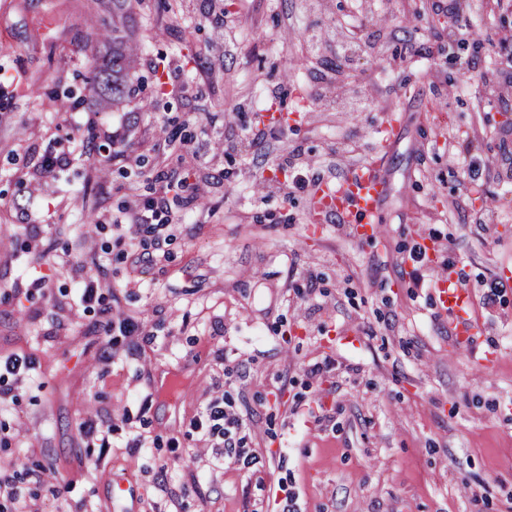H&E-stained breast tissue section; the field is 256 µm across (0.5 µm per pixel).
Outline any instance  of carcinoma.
Wrapping results in <instances>:
<instances>
[{
  "label": "carcinoma",
  "mask_w": 512,
  "mask_h": 512,
  "mask_svg": "<svg viewBox=\"0 0 512 512\" xmlns=\"http://www.w3.org/2000/svg\"><path fill=\"white\" fill-rule=\"evenodd\" d=\"M97 12L112 17V28L100 27L84 42L90 65L89 93L119 105L130 98L134 81L128 68L137 42L133 36L132 0H95Z\"/></svg>",
  "instance_id": "1"
}]
</instances>
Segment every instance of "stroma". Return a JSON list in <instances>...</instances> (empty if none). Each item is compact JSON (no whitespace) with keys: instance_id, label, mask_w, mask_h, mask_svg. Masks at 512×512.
Segmentation results:
<instances>
[{"instance_id":"stroma-1","label":"stroma","mask_w":512,"mask_h":512,"mask_svg":"<svg viewBox=\"0 0 512 512\" xmlns=\"http://www.w3.org/2000/svg\"><path fill=\"white\" fill-rule=\"evenodd\" d=\"M341 0H136L133 75L144 93L115 108L88 103L78 77L91 0H0V359L32 367L0 377V480L15 475L25 512H506L512 506V304L480 320L499 358L477 366L426 295L399 271L403 238L456 227L473 272L512 267V190L490 169L482 191L460 177L449 138L504 124L476 111V72L438 55L404 54L452 30L427 0H363L368 51L337 83L317 56L344 31ZM269 109L297 114L275 137L246 142ZM397 127L391 140L381 131ZM95 123L99 164L73 135ZM180 145L168 146L171 130ZM347 174L381 162L386 204L372 240L338 232L312 198L286 199L280 154ZM67 163L36 170L47 146ZM197 195L184 223L145 227L150 266L121 256L113 214L129 187L162 193L158 170ZM44 190H36L37 182ZM498 213L494 232L477 219ZM36 246L44 265L27 262ZM322 281L309 298L288 285ZM386 280L381 297L345 294L347 276ZM100 302L83 303L84 280ZM142 322L140 336L104 332L108 312ZM337 368L313 380L305 366ZM233 366L225 375V366ZM229 396L259 457L251 471L222 461L193 422ZM144 447H130L134 436Z\"/></svg>"}]
</instances>
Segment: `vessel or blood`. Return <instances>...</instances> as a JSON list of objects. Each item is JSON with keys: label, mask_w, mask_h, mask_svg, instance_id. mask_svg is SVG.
Segmentation results:
<instances>
[{"label": "vessel or blood", "mask_w": 512, "mask_h": 512, "mask_svg": "<svg viewBox=\"0 0 512 512\" xmlns=\"http://www.w3.org/2000/svg\"><path fill=\"white\" fill-rule=\"evenodd\" d=\"M387 191L384 172L377 164L371 163L336 181H322L313 202L319 209L337 216L341 223L350 225L357 238L367 239L379 221ZM432 297L435 306L447 319L456 342L467 345L480 334L479 323L470 316L473 293L461 285L458 272H449L437 282Z\"/></svg>", "instance_id": "1"}]
</instances>
